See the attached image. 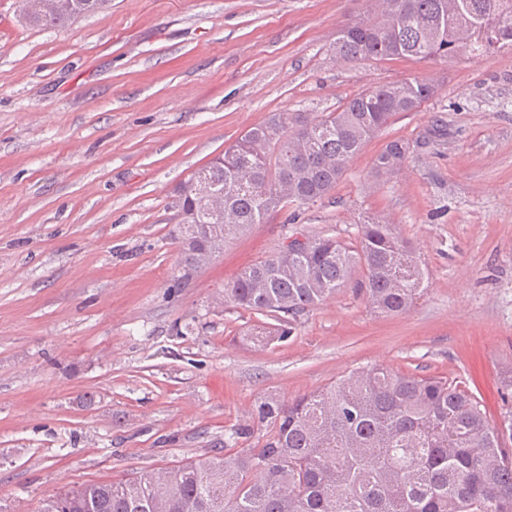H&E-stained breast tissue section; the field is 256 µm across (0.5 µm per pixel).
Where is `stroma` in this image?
Returning <instances> with one entry per match:
<instances>
[{
  "mask_svg": "<svg viewBox=\"0 0 512 512\" xmlns=\"http://www.w3.org/2000/svg\"><path fill=\"white\" fill-rule=\"evenodd\" d=\"M373 0H112L32 28L0 0V512L211 454L257 398L371 365L447 378L500 419L512 373V50L337 61ZM433 81L322 200L286 207L180 281L175 188L276 112H332L373 86ZM403 170L372 176L387 140ZM381 217L429 271L405 314L345 288L288 340L222 302L297 227L351 237Z\"/></svg>",
  "mask_w": 512,
  "mask_h": 512,
  "instance_id": "stroma-1",
  "label": "stroma"
}]
</instances>
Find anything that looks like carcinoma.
I'll return each mask as SVG.
<instances>
[{
  "label": "carcinoma",
  "instance_id": "cac0c4a2",
  "mask_svg": "<svg viewBox=\"0 0 512 512\" xmlns=\"http://www.w3.org/2000/svg\"><path fill=\"white\" fill-rule=\"evenodd\" d=\"M375 12L344 24L333 45L344 62L446 58L512 49V0H377ZM73 15L28 19L62 27ZM491 29L486 33L485 29ZM434 94L431 83L401 79L364 91L334 112H280L248 129L206 168L224 186L233 222L182 224L180 278L200 268L204 250L219 251L290 204L315 203L350 160L403 112ZM308 128V143L296 126ZM403 139L386 142L374 177L398 173L411 153ZM174 207L200 209L184 185ZM292 253L281 246L224 287V301L270 317L244 336L254 344L286 341L300 316L354 285L381 314L408 312L429 274L415 248L382 220L356 225L349 240L311 235ZM505 412L488 420L481 402L439 377L374 366L283 403L260 395L252 423L231 429L224 447L152 474L90 482L38 502L34 512H153L164 486L167 512H512V376ZM256 442L236 448L239 440Z\"/></svg>",
  "mask_w": 512,
  "mask_h": 512
}]
</instances>
